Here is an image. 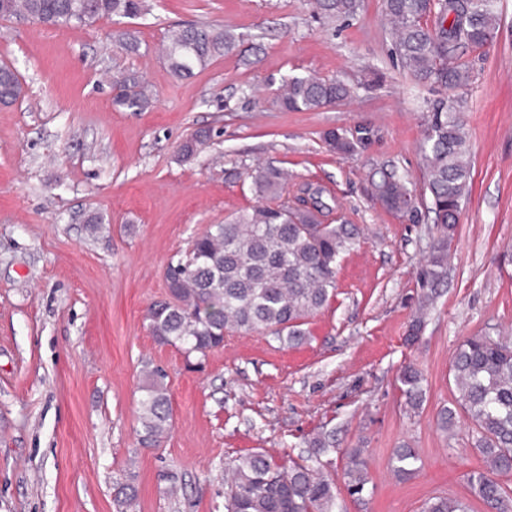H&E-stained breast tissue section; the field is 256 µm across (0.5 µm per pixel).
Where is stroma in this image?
<instances>
[{"mask_svg": "<svg viewBox=\"0 0 512 512\" xmlns=\"http://www.w3.org/2000/svg\"><path fill=\"white\" fill-rule=\"evenodd\" d=\"M145 16L49 27L0 18V64L25 94L0 105V512H224V471L255 451L331 471L360 448L370 483L345 485L336 512H421L435 495L464 497L480 469L473 434L436 425L454 401L451 359L469 336L512 337V0H499L493 41L468 50L467 87L423 85L393 52L382 0L331 23L309 0H149ZM221 24L235 48L208 69L175 78L155 48L166 29ZM130 31L140 49L118 42ZM383 74L372 90L316 112L267 99L282 79L314 72L348 84ZM136 73L152 106L112 105V81ZM461 99L471 149V194L447 276L418 343H406L441 231L387 211L371 174L396 169L420 193V142L429 104ZM369 126L350 155L328 152L330 129ZM212 139L196 158L178 150L196 130ZM323 187L334 220L360 238L344 253L336 295L291 346L233 329L206 358L158 344L145 314L166 298L165 270L208 225L256 205V163ZM99 218L90 226V218ZM422 369L425 400L410 411L398 376ZM167 375L172 428L143 443V370ZM326 431L334 448L310 447ZM416 448L417 475L392 472V451ZM136 496L124 501L117 487Z\"/></svg>", "mask_w": 512, "mask_h": 512, "instance_id": "obj_1", "label": "stroma"}]
</instances>
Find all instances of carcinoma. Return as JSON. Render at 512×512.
<instances>
[{"mask_svg": "<svg viewBox=\"0 0 512 512\" xmlns=\"http://www.w3.org/2000/svg\"><path fill=\"white\" fill-rule=\"evenodd\" d=\"M497 0H383V12L392 25L394 53L403 68L424 83L462 88L471 72L462 60L469 47L490 43L498 25ZM317 13L330 21H344L360 8V0H315ZM147 0H0V18L33 20L47 26L91 24L101 18L118 22L147 14ZM436 18L435 28L424 26ZM235 47V37L219 24H190L167 31L163 56L178 79L190 78ZM112 105L142 112L153 100L150 86L131 74L113 80ZM23 94L16 73L0 66V101L9 104ZM355 94L342 81L315 73L293 75L282 81L273 104L292 112L317 111ZM374 130L330 129L323 133L329 151L349 155L371 142ZM210 139L207 131L181 145L189 160ZM424 196L441 236L432 244L424 272L420 307L434 303L446 274L448 247L455 235L461 206L469 192L468 135L452 99L433 104L421 145ZM372 179L382 205L396 214L418 216L414 195L394 170H376ZM262 199L222 224H211L191 240L185 256L168 265L165 278L170 298L154 302L146 320L155 340L180 347L188 356L203 359L224 341V330L269 332L290 344L306 340L305 325L328 304L336 291V263L356 243L352 224L326 221L335 210L324 199V189L312 183L297 185L288 196V176L272 164L251 173ZM449 376L455 386V404L442 408L438 428L451 432L459 419L477 433L474 451L482 469L468 477L471 495L490 512H512V493L499 477L512 473V342L502 336H470L457 349ZM165 373L148 372L140 401L144 441L158 443L170 431L171 408ZM424 374L414 363L400 372L405 404L420 408L424 401ZM341 479L352 495L370 483L364 449L348 448ZM416 449L404 444L394 449L392 470L401 481L418 472ZM336 477L294 462L279 463L265 452L236 460L224 500L225 512H335ZM422 512H473L468 501L438 495L427 499Z\"/></svg>", "mask_w": 512, "mask_h": 512, "instance_id": "1", "label": "carcinoma"}]
</instances>
